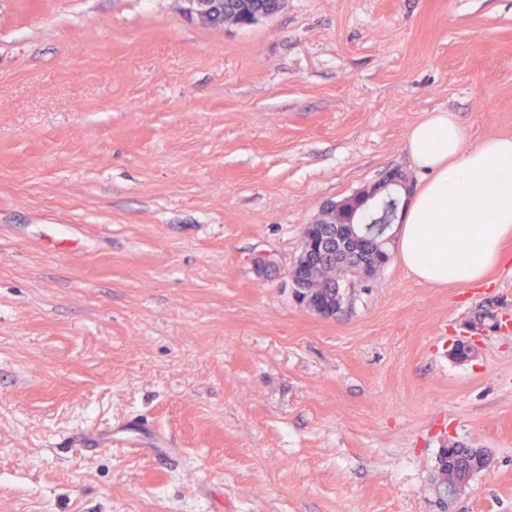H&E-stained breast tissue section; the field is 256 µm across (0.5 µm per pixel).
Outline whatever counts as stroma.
I'll return each mask as SVG.
<instances>
[{
  "label": "stroma",
  "mask_w": 512,
  "mask_h": 512,
  "mask_svg": "<svg viewBox=\"0 0 512 512\" xmlns=\"http://www.w3.org/2000/svg\"><path fill=\"white\" fill-rule=\"evenodd\" d=\"M435 110L512 134V0H0V512H440L452 446L490 455L454 512H512V240L333 319L288 276L326 201L416 190ZM279 0H178L187 19L200 23L212 22L224 14V24L256 11H272ZM394 186H405V178L399 173V170L392 169L387 171L384 176L372 184V186L364 191H360L342 199L340 207H343L345 214V230L347 234L353 238L365 241L367 238L356 229L354 222L349 219L355 207H363L368 201H374L380 194L386 192Z\"/></svg>",
  "instance_id": "35a3bbf8"
}]
</instances>
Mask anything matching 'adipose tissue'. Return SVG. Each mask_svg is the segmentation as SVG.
<instances>
[{"mask_svg": "<svg viewBox=\"0 0 512 512\" xmlns=\"http://www.w3.org/2000/svg\"><path fill=\"white\" fill-rule=\"evenodd\" d=\"M406 150L426 179L397 214L399 262L431 286L481 283L503 264L512 236V135L465 148L456 114L443 110L409 129ZM466 194L493 205H463Z\"/></svg>", "mask_w": 512, "mask_h": 512, "instance_id": "adipose-tissue-1", "label": "adipose tissue"}]
</instances>
